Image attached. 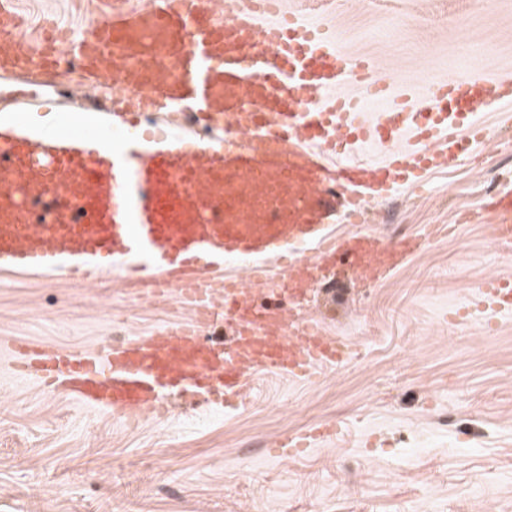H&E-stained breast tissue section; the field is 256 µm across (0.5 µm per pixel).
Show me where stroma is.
<instances>
[{
	"instance_id": "35a3bbf8",
	"label": "stroma",
	"mask_w": 512,
	"mask_h": 512,
	"mask_svg": "<svg viewBox=\"0 0 512 512\" xmlns=\"http://www.w3.org/2000/svg\"><path fill=\"white\" fill-rule=\"evenodd\" d=\"M124 0H14L15 33L75 29ZM367 56L393 89L430 76L512 70V0H288ZM491 141L395 198L362 228L420 252L384 282L327 272L310 307L356 357L310 380L261 371L237 413L175 405L121 421L0 367V512H512V314L450 318L490 276L512 278L485 199L512 186V105L479 115ZM145 288L103 277L0 272V340L89 348L190 324ZM337 425L340 441L273 456L286 434Z\"/></svg>"
}]
</instances>
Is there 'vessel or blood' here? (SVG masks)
I'll use <instances>...</instances> for the list:
<instances>
[{
	"instance_id": "obj_1",
	"label": "vessel or blood",
	"mask_w": 512,
	"mask_h": 512,
	"mask_svg": "<svg viewBox=\"0 0 512 512\" xmlns=\"http://www.w3.org/2000/svg\"><path fill=\"white\" fill-rule=\"evenodd\" d=\"M266 41L275 47L270 60ZM72 64L96 80L116 76L113 128L128 129L145 112L190 111L209 134L192 140L172 129L115 141L39 133L21 113H0V270L63 272L87 287L108 274L164 285L196 312L190 325L90 349L0 341L13 368L127 419L146 410L164 417L173 396L234 410L255 372L307 380L350 355L307 314V295L330 262L377 282L420 243L333 234L336 213L455 167L463 143L483 135L479 111L512 103L510 70L434 76L421 100L368 111L364 99L390 92L370 59L284 0H147L88 21L41 53L47 76ZM133 90L142 91L140 104L129 99ZM364 145L385 152L352 160ZM32 200L44 209L42 223L32 219ZM484 209L497 243L511 251L512 187ZM232 263L281 267L269 301L228 276ZM469 305L512 313V279H486ZM221 322L234 335L217 347L204 335ZM336 436L332 425L294 432L274 453L295 457Z\"/></svg>"
}]
</instances>
